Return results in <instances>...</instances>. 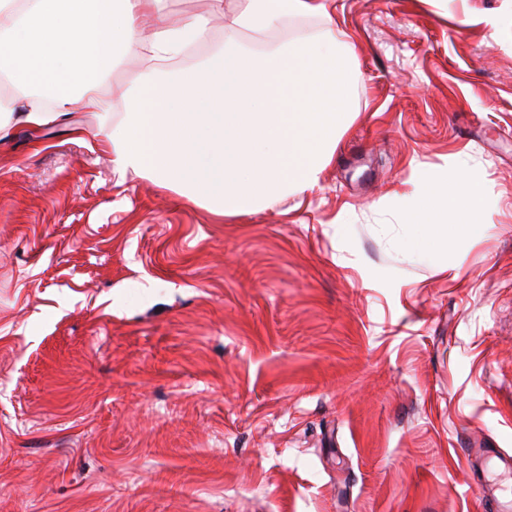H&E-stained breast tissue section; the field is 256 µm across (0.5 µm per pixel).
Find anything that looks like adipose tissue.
Returning a JSON list of instances; mask_svg holds the SVG:
<instances>
[{"label":"adipose tissue","mask_w":512,"mask_h":512,"mask_svg":"<svg viewBox=\"0 0 512 512\" xmlns=\"http://www.w3.org/2000/svg\"><path fill=\"white\" fill-rule=\"evenodd\" d=\"M0 0V140L12 126L40 128L74 112L96 113L92 138L122 173L181 187L185 198L224 216L251 214L279 197L319 187L351 109L330 112L328 71L347 69L355 46L330 22L329 0H239L224 24L225 49L176 85L145 84L136 97L110 83L118 56L150 47L174 57L205 34L209 21L173 28L147 23L160 0ZM325 26L262 51L239 46L291 17ZM124 102L112 121L102 92ZM481 206L478 177L464 168L429 177L408 211L420 244L464 236Z\"/></svg>","instance_id":"1"}]
</instances>
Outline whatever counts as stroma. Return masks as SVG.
Returning <instances> with one entry per match:
<instances>
[{
    "mask_svg": "<svg viewBox=\"0 0 512 512\" xmlns=\"http://www.w3.org/2000/svg\"><path fill=\"white\" fill-rule=\"evenodd\" d=\"M121 59L144 83L224 48ZM356 117L320 187L220 217L121 174L89 112L0 142V512H501L512 457V0H331ZM479 175L448 248L429 173ZM480 206L478 176L453 168L444 176L429 177L407 211L422 225L420 245L437 249L448 245V234L464 236L469 224H476Z\"/></svg>",
    "mask_w": 512,
    "mask_h": 512,
    "instance_id": "35a3bbf8",
    "label": "stroma"
}]
</instances>
